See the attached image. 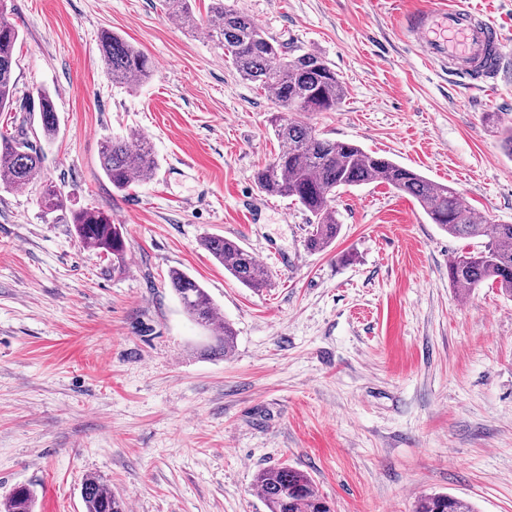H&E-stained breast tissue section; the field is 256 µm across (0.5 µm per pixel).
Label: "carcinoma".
<instances>
[{
    "instance_id": "obj_1",
    "label": "carcinoma",
    "mask_w": 512,
    "mask_h": 512,
    "mask_svg": "<svg viewBox=\"0 0 512 512\" xmlns=\"http://www.w3.org/2000/svg\"><path fill=\"white\" fill-rule=\"evenodd\" d=\"M168 15L179 25L199 26L191 0H164ZM205 27L212 40L224 51L240 75L257 84L270 96L279 111L270 123L280 149L273 160L256 174V182L268 194L288 197L312 217L307 247L322 251L340 231L333 207L336 192L342 188L369 183H384L415 199L431 223L448 235L483 238L481 248L455 257L448 266V279L466 292L485 282L498 285L512 296V224H488L475 217L463 196L455 188L438 184L420 173L393 161L373 155L361 146L321 136L315 128L293 117L301 112H331L341 103L345 89L336 70L316 51L292 55L258 25L248 14L224 3L210 0ZM19 32L0 9V111L13 104L14 46ZM101 53L112 81L129 86L144 82L152 71V62L140 49L123 38L104 32ZM40 118L44 138L51 140L59 131L60 119L52 98L37 91L33 102ZM44 153L27 138L0 134V185L22 187L37 177ZM100 168L118 191L150 181L156 174L157 159L148 139L109 137L101 142ZM42 203L55 212L64 208L61 190L45 188ZM70 223L86 247L112 255V268H120L125 257L122 227L112 216L100 211L72 210ZM202 246L237 281L249 288H261L267 271L237 241L211 236ZM169 285L185 312L213 334L209 352L227 355L234 347L229 324L215 325L216 306L208 292L185 272H169ZM255 485L268 512H332L329 502L319 494L308 473L288 465L260 470ZM85 512H125V502L99 478L88 477L82 484ZM34 494L29 488H15L4 505V512H33ZM414 512H477L465 499L434 493L421 496Z\"/></svg>"
}]
</instances>
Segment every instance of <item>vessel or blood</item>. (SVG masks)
<instances>
[{
    "instance_id": "vessel-or-blood-1",
    "label": "vessel or blood",
    "mask_w": 512,
    "mask_h": 512,
    "mask_svg": "<svg viewBox=\"0 0 512 512\" xmlns=\"http://www.w3.org/2000/svg\"><path fill=\"white\" fill-rule=\"evenodd\" d=\"M406 34L417 37L432 57L446 62L450 76L467 79L480 76L486 87H493L506 76L507 51L511 39L501 26L462 0H439L423 13L406 15Z\"/></svg>"
}]
</instances>
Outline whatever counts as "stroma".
<instances>
[{
    "mask_svg": "<svg viewBox=\"0 0 512 512\" xmlns=\"http://www.w3.org/2000/svg\"><path fill=\"white\" fill-rule=\"evenodd\" d=\"M434 3L237 0L285 51H316L336 70L342 102L306 117L320 133L512 224V79L450 85L400 26ZM5 16L19 39L0 131L41 143L26 110L38 87L60 129L41 143L35 180L0 187V503L26 485L34 512H84L81 485L96 476L127 512H267L254 477L286 463L334 512H414L432 492L512 512V297L448 279L475 241L370 183L337 195L340 233L310 251L309 213L255 181L278 151L276 105L162 0H6ZM105 30L148 55V80L113 83ZM132 134L150 138L158 169L119 192L100 142ZM49 184L67 207L122 226L121 268L42 207ZM209 236L253 253L266 287L225 271L200 245ZM173 269L233 326L228 356L206 353V330L168 286Z\"/></svg>",
    "mask_w": 512,
    "mask_h": 512,
    "instance_id": "stroma-1",
    "label": "stroma"
}]
</instances>
